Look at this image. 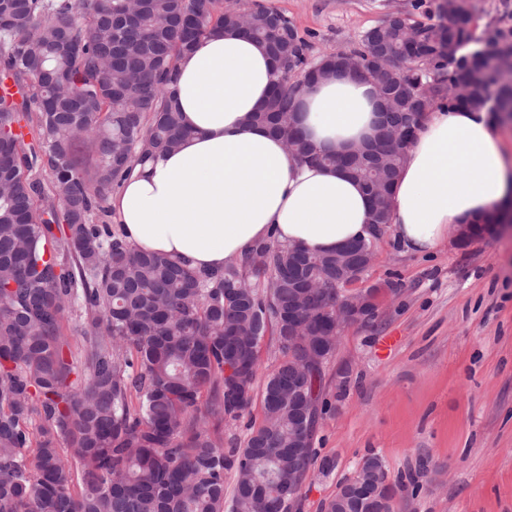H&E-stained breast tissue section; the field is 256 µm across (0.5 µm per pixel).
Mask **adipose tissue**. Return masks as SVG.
Instances as JSON below:
<instances>
[{"label": "adipose tissue", "mask_w": 512, "mask_h": 512, "mask_svg": "<svg viewBox=\"0 0 512 512\" xmlns=\"http://www.w3.org/2000/svg\"><path fill=\"white\" fill-rule=\"evenodd\" d=\"M172 104L188 134L175 151L136 166L113 195L128 244L191 267L220 269L260 241L329 253L372 238L370 198L340 167L300 163L279 135L252 122L270 94L272 60L237 32H216L178 60ZM297 127L320 150L349 153L373 139L383 106L348 73L306 85ZM512 192L505 148L487 112L437 107L407 149L391 201L395 239L429 254Z\"/></svg>", "instance_id": "obj_1"}]
</instances>
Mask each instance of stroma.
Segmentation results:
<instances>
[{"instance_id": "1", "label": "stroma", "mask_w": 512, "mask_h": 512, "mask_svg": "<svg viewBox=\"0 0 512 512\" xmlns=\"http://www.w3.org/2000/svg\"><path fill=\"white\" fill-rule=\"evenodd\" d=\"M273 4L319 53L356 43L385 12L374 0ZM387 280L399 294L372 323L346 329L325 368L314 446L334 467L311 473L301 512H321L370 454L390 480L419 484L395 512H512V235L448 240L426 257L383 235L360 285Z\"/></svg>"}]
</instances>
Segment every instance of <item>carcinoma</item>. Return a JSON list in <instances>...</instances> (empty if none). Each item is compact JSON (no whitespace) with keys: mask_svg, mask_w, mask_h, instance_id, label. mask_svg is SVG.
<instances>
[{"mask_svg":"<svg viewBox=\"0 0 512 512\" xmlns=\"http://www.w3.org/2000/svg\"><path fill=\"white\" fill-rule=\"evenodd\" d=\"M436 23L395 11L358 42L334 51L369 63L395 62L369 155L336 156L294 129L296 85L323 55L283 11L257 0L251 36L280 57L272 111L254 120L288 137L305 163L343 164L363 187L392 193L425 112L466 107L512 117V86L491 59L512 54V0L476 38V3L438 0ZM125 0H0V512H296L317 461L314 424L295 442L292 390L317 403L323 368L302 364L303 342L288 335L301 303L304 331L336 328L340 288L322 255H288L260 243L221 270L192 268L134 252L124 235L91 216L136 162L175 149L186 131L169 99L180 56L239 22L224 0H146L134 19ZM32 135L24 150L23 129ZM94 134L96 165L80 163ZM86 316L80 345L62 333L65 313ZM281 360L265 375L262 421L243 444L224 447V427L254 400L265 337ZM232 476L231 497L224 482ZM355 480H388L376 456ZM341 483L324 512H352ZM390 496L369 512H390Z\"/></svg>","mask_w":512,"mask_h":512,"instance_id":"cac0c4a2","label":"carcinoma"}]
</instances>
